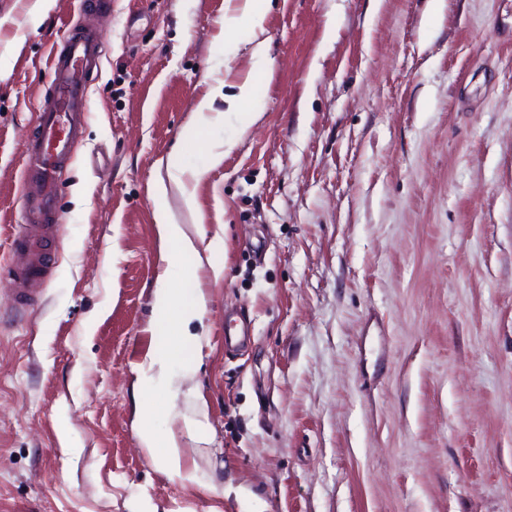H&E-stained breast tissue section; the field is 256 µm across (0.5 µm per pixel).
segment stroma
<instances>
[{"label": "stroma", "instance_id": "1", "mask_svg": "<svg viewBox=\"0 0 512 512\" xmlns=\"http://www.w3.org/2000/svg\"><path fill=\"white\" fill-rule=\"evenodd\" d=\"M245 0H107L102 53L47 244L17 311L22 147L76 0H0V512H512V0H264L271 67L224 19ZM238 50L223 53L225 39ZM251 79L248 131L216 80ZM202 170L181 189L175 177ZM204 233L208 309L178 390L143 369L166 267L154 189ZM251 340L230 353L224 323ZM206 416L182 482L135 410ZM77 447L64 454L62 438ZM224 86V82L219 81L218 86L203 97L197 106L194 122L201 134H205L222 119L223 113L211 112L217 96H221L228 109L232 111H236L239 107L249 105L252 102L254 89L250 79L238 84L237 92L231 97H227L224 92L222 93Z\"/></svg>", "mask_w": 512, "mask_h": 512}]
</instances>
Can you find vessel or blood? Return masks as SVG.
Listing matches in <instances>:
<instances>
[{
    "mask_svg": "<svg viewBox=\"0 0 512 512\" xmlns=\"http://www.w3.org/2000/svg\"><path fill=\"white\" fill-rule=\"evenodd\" d=\"M98 60L96 30L69 26L64 47L49 59L52 92L43 99L35 129L23 145L25 181L31 189L23 195L16 217L10 291L26 307L53 276L45 244L58 230L56 199L81 138L86 85Z\"/></svg>",
    "mask_w": 512,
    "mask_h": 512,
    "instance_id": "vessel-or-blood-1",
    "label": "vessel or blood"
}]
</instances>
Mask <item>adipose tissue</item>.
<instances>
[{"mask_svg":"<svg viewBox=\"0 0 512 512\" xmlns=\"http://www.w3.org/2000/svg\"><path fill=\"white\" fill-rule=\"evenodd\" d=\"M157 233L165 246V259L169 267L180 264L184 257L198 256L199 251L180 225L172 223L164 206L155 208ZM208 299L201 288L198 271L186 269L181 281L171 280L167 271L156 277L153 290V313L173 324L178 333L165 340L148 356V365L166 370L169 364L181 363L184 370H195L197 361L188 352L196 336L189 330L193 321L202 319L207 310ZM156 411L146 407L139 411L136 423V437L139 448L148 454L168 475L181 476L182 452L185 440L194 437L204 429L203 421L181 417L173 420L165 435H158L154 425Z\"/></svg>","mask_w":512,"mask_h":512,"instance_id":"adipose-tissue-1","label":"adipose tissue"}]
</instances>
